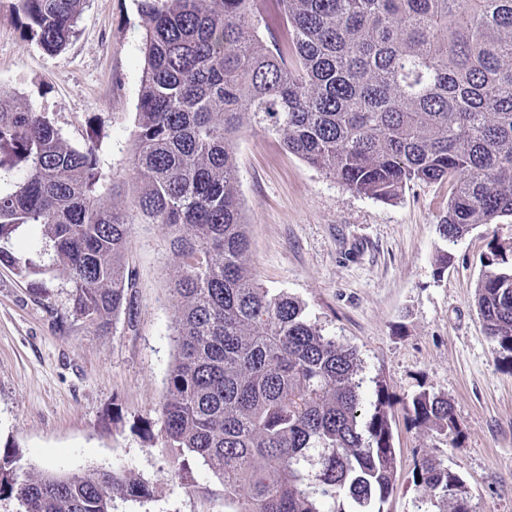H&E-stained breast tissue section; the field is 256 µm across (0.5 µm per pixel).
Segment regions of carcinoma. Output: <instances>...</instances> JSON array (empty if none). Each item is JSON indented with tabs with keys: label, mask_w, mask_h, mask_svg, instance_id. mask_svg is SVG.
Returning <instances> with one entry per match:
<instances>
[{
	"label": "carcinoma",
	"mask_w": 512,
	"mask_h": 512,
	"mask_svg": "<svg viewBox=\"0 0 512 512\" xmlns=\"http://www.w3.org/2000/svg\"><path fill=\"white\" fill-rule=\"evenodd\" d=\"M84 2L20 0L23 37L65 48ZM278 2L284 40L258 33L255 0H140L133 204L181 267L162 430L180 471H211L234 512H382L398 464L390 395L378 384L362 416L357 351L246 266L237 133L268 121L289 153L368 198L448 183V242L512 217V0ZM3 146L22 167L0 185V238L32 231L43 271L69 281L72 321L108 328L134 286L132 223L111 203L122 185L94 145L80 150L43 113L0 99ZM0 262L33 266L4 248ZM487 265L478 311L512 371V257L492 247ZM409 411L418 427L460 433L443 396L420 392ZM13 463L0 459V498L19 512H112L116 495H151L122 469L21 479ZM413 476L438 512H469L464 480L441 461L423 457Z\"/></svg>",
	"instance_id": "1"
}]
</instances>
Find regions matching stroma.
I'll return each instance as SVG.
<instances>
[{"instance_id":"stroma-1","label":"stroma","mask_w":512,"mask_h":512,"mask_svg":"<svg viewBox=\"0 0 512 512\" xmlns=\"http://www.w3.org/2000/svg\"><path fill=\"white\" fill-rule=\"evenodd\" d=\"M18 8L0 0V90L45 113L72 145L99 133L106 167L131 181L139 0H86L58 53L23 38ZM236 151L246 262L259 284L299 300L324 335L357 350L364 400L381 383L395 401L399 465L384 512H424L413 468L426 455L462 476L471 512H512V373L476 305L491 245L512 246V218L473 225L450 243L439 233L447 184H417L394 201L363 197L257 126L240 133ZM129 252L135 285L106 329L60 325L64 274L21 275L0 263V456H14L21 476L120 467L150 484V500L118 498L112 512H224L218 480L198 466L179 471L160 431L176 357L170 238L133 224ZM423 390L452 403L458 443L412 424L407 407Z\"/></svg>"}]
</instances>
